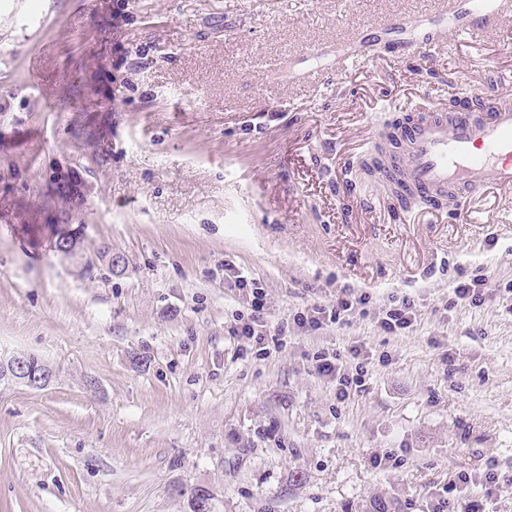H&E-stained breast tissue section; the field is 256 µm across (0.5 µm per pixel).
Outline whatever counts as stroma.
Segmentation results:
<instances>
[{"mask_svg": "<svg viewBox=\"0 0 512 512\" xmlns=\"http://www.w3.org/2000/svg\"><path fill=\"white\" fill-rule=\"evenodd\" d=\"M438 7L0 0V358L56 371L44 389L0 383V512H186L173 487L201 484L220 512H356L378 495L431 512L461 471L464 497L512 512V198L398 223L362 168L379 134L460 86L512 94V19L439 28ZM396 18L413 53L380 42L338 69V44ZM60 167L82 195L58 188ZM52 221L84 224L90 269L54 251ZM228 265L264 289L270 336L343 289L368 302L261 356L233 334L246 303ZM478 275L473 307L453 289ZM405 297L415 326L384 332ZM356 342L369 362L341 402L312 357Z\"/></svg>", "mask_w": 512, "mask_h": 512, "instance_id": "35a3bbf8", "label": "stroma"}]
</instances>
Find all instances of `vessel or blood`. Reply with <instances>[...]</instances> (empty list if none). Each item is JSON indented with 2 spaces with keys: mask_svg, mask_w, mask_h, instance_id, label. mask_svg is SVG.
Listing matches in <instances>:
<instances>
[{
  "mask_svg": "<svg viewBox=\"0 0 512 512\" xmlns=\"http://www.w3.org/2000/svg\"><path fill=\"white\" fill-rule=\"evenodd\" d=\"M438 15L451 26L465 15L472 26L483 27L511 17L512 0H445ZM469 95L474 108L435 113L400 128L397 173L417 197H453L468 217L485 192L512 195V100L487 109L484 91L473 88Z\"/></svg>",
  "mask_w": 512,
  "mask_h": 512,
  "instance_id": "b4317fda",
  "label": "vessel or blood"
}]
</instances>
